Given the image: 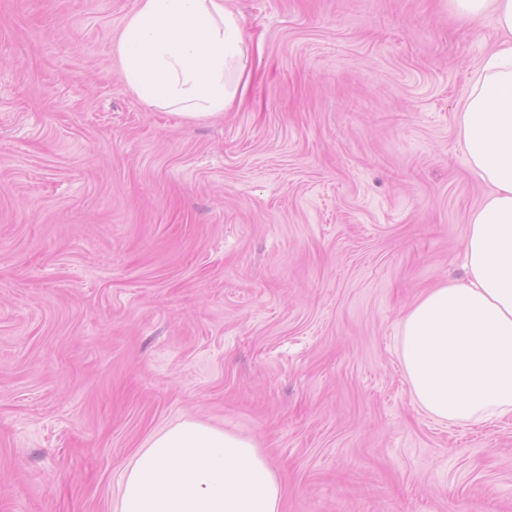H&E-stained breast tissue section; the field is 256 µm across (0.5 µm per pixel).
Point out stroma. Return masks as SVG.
Returning a JSON list of instances; mask_svg holds the SVG:
<instances>
[{
  "mask_svg": "<svg viewBox=\"0 0 512 512\" xmlns=\"http://www.w3.org/2000/svg\"><path fill=\"white\" fill-rule=\"evenodd\" d=\"M138 0H0V512H120L156 432L252 439L283 512H512V417L441 424L398 329L489 189L448 0H234L241 101L190 121L118 65Z\"/></svg>",
  "mask_w": 512,
  "mask_h": 512,
  "instance_id": "stroma-1",
  "label": "stroma"
}]
</instances>
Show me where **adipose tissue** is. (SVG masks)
<instances>
[{
	"label": "adipose tissue",
	"mask_w": 512,
	"mask_h": 512,
	"mask_svg": "<svg viewBox=\"0 0 512 512\" xmlns=\"http://www.w3.org/2000/svg\"><path fill=\"white\" fill-rule=\"evenodd\" d=\"M229 2L139 0L118 52L140 101L192 120L235 102L249 46ZM450 3L500 34L459 114L465 158L491 191L469 221L464 278L427 290L406 312L399 352L416 404L438 421L470 426L512 417V0ZM283 497L252 440L190 419L136 454L120 512H281Z\"/></svg>",
	"instance_id": "1"
}]
</instances>
